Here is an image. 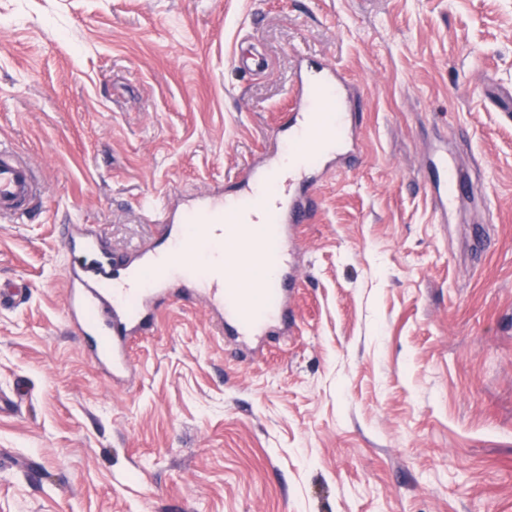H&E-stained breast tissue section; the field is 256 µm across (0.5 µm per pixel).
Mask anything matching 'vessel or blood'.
Returning a JSON list of instances; mask_svg holds the SVG:
<instances>
[{"label":"vessel or blood","instance_id":"vessel-or-blood-1","mask_svg":"<svg viewBox=\"0 0 512 512\" xmlns=\"http://www.w3.org/2000/svg\"><path fill=\"white\" fill-rule=\"evenodd\" d=\"M287 119L273 130L281 151L301 162L277 174L279 153L243 176L246 201L216 190L165 213L157 244L133 261H114L102 235L82 224L62 227L69 256L65 267V322L80 336L96 366L119 383L134 372L133 339L147 335L161 303L198 294L225 335L245 340L288 328L294 313L288 293L297 278L291 258L292 231L311 223L318 207V168L309 165L326 137L336 140L337 162L361 157L358 126L352 119V84L335 64L303 59L297 65ZM463 184L449 170L435 191L447 210ZM30 165L16 147L0 142V219L24 221L42 194Z\"/></svg>","mask_w":512,"mask_h":512}]
</instances>
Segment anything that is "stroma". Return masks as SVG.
<instances>
[{
    "mask_svg": "<svg viewBox=\"0 0 512 512\" xmlns=\"http://www.w3.org/2000/svg\"><path fill=\"white\" fill-rule=\"evenodd\" d=\"M316 55L362 156L297 234L296 323L196 300L112 384L65 325L58 228L116 255L148 205L240 190ZM253 58V72L235 68ZM512 0H0V141L45 183L0 222V512H512ZM467 188L440 219L439 163Z\"/></svg>",
    "mask_w": 512,
    "mask_h": 512,
    "instance_id": "1",
    "label": "stroma"
}]
</instances>
